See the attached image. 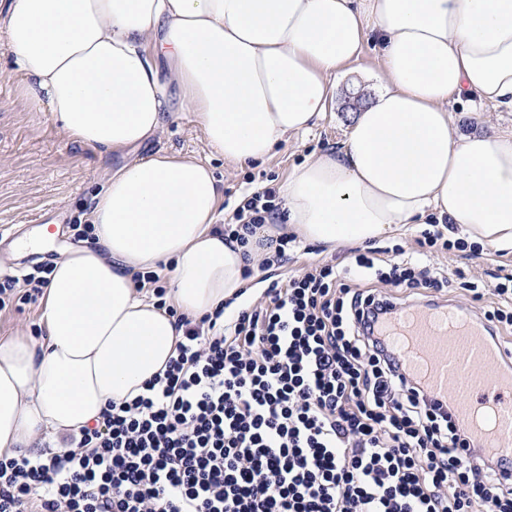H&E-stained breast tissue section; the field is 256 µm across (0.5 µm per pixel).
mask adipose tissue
I'll list each match as a JSON object with an SVG mask.
<instances>
[{
  "label": "adipose tissue",
  "instance_id": "obj_1",
  "mask_svg": "<svg viewBox=\"0 0 512 512\" xmlns=\"http://www.w3.org/2000/svg\"><path fill=\"white\" fill-rule=\"evenodd\" d=\"M0 42L19 96L71 141L122 153L191 112L239 166L317 125L365 49L382 67L341 147L288 176L280 219L248 244L225 237L207 163L159 152L113 172L92 243L54 262L44 338L0 339V453L78 436L141 394L183 334L171 309L199 318L244 295L283 234L333 252L434 215L512 249V129L459 135L450 111L512 112V0H0ZM137 272L168 276V307L138 296Z\"/></svg>",
  "mask_w": 512,
  "mask_h": 512
}]
</instances>
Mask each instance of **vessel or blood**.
Listing matches in <instances>:
<instances>
[{
	"mask_svg": "<svg viewBox=\"0 0 512 512\" xmlns=\"http://www.w3.org/2000/svg\"><path fill=\"white\" fill-rule=\"evenodd\" d=\"M385 332L407 372L447 403L483 451L512 464V350L468 311L400 306Z\"/></svg>",
	"mask_w": 512,
	"mask_h": 512,
	"instance_id": "vessel-or-blood-1",
	"label": "vessel or blood"
}]
</instances>
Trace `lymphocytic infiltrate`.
Segmentation results:
<instances>
[{"label":"lymphocytic infiltrate","instance_id":"lymphocytic-infiltrate-1","mask_svg":"<svg viewBox=\"0 0 512 512\" xmlns=\"http://www.w3.org/2000/svg\"><path fill=\"white\" fill-rule=\"evenodd\" d=\"M276 209L274 188L254 191L224 233L247 243ZM354 265L376 287L323 264L269 283L231 323L178 315L164 373L77 447L0 455V512H512L498 460L382 331L386 286L439 292L446 278L366 252Z\"/></svg>","mask_w":512,"mask_h":512}]
</instances>
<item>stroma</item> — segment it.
<instances>
[{
  "instance_id": "35a3bbf8",
  "label": "stroma",
  "mask_w": 512,
  "mask_h": 512,
  "mask_svg": "<svg viewBox=\"0 0 512 512\" xmlns=\"http://www.w3.org/2000/svg\"><path fill=\"white\" fill-rule=\"evenodd\" d=\"M17 83L11 59L0 45V279L10 276L20 280L36 266L53 264L65 247L73 245V225L85 223L93 194L104 187L125 159L117 154L103 156L70 141L51 113L29 109L17 94ZM378 84V79L367 80L359 72H351L337 83L319 124L308 134L294 135L280 143L272 157L263 162L244 166L225 163L211 151L190 112L176 113L164 130L140 146L136 154L144 157L163 150L209 163L224 189L221 219L226 222L245 195L261 186L280 187L312 153L339 147L349 132V92L360 91L369 96ZM453 127L459 135L479 129H506L512 127V114L460 107L453 112ZM45 224L59 227L58 237L46 243L40 253L18 256L16 241ZM421 230V225H409L405 234L377 240L373 247H399L405 257L424 259L448 280V288L442 293L444 301L482 315L493 299L498 275H512V250L486 247L477 257L466 251L425 257L417 243ZM351 255L348 248L328 253L315 245L295 242L287 263L267 267L263 279L251 282L247 298L252 302L260 300L266 282L284 281L317 265L330 263L348 269ZM467 280L483 289L482 300H473L464 290ZM41 309V303L35 302L0 311V336H42Z\"/></svg>"
}]
</instances>
